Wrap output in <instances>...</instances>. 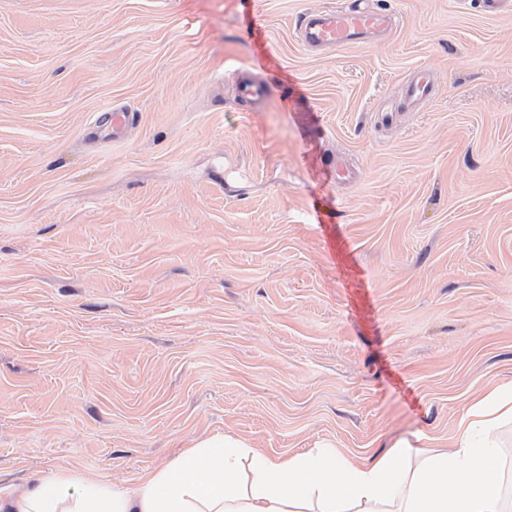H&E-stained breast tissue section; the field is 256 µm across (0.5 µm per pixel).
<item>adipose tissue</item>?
I'll list each match as a JSON object with an SVG mask.
<instances>
[{"instance_id":"obj_1","label":"adipose tissue","mask_w":512,"mask_h":512,"mask_svg":"<svg viewBox=\"0 0 512 512\" xmlns=\"http://www.w3.org/2000/svg\"><path fill=\"white\" fill-rule=\"evenodd\" d=\"M512 423V384L461 415L452 449L426 435L378 458L322 442L270 456L227 433L198 440L135 484L58 471L11 500L13 512H506L496 432Z\"/></svg>"}]
</instances>
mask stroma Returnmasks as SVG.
<instances>
[{
    "label": "stroma",
    "instance_id": "stroma-1",
    "mask_svg": "<svg viewBox=\"0 0 512 512\" xmlns=\"http://www.w3.org/2000/svg\"><path fill=\"white\" fill-rule=\"evenodd\" d=\"M343 2L0 0V487L224 432L375 457L512 383V12L372 0L384 36L309 52ZM234 82L237 87L238 95L243 100L254 106H260L265 100V86L252 79L245 70L239 69L234 72ZM433 84V77L429 70L419 69L407 82L405 99L407 103L425 100L429 97Z\"/></svg>",
    "mask_w": 512,
    "mask_h": 512
}]
</instances>
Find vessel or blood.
Here are the masks:
<instances>
[{"mask_svg":"<svg viewBox=\"0 0 512 512\" xmlns=\"http://www.w3.org/2000/svg\"><path fill=\"white\" fill-rule=\"evenodd\" d=\"M389 24V15L368 6L355 5L307 15L301 24L300 35L309 47L339 48L363 43L385 30ZM234 82L243 100L255 106L265 100V86L252 79L245 70L235 71ZM432 84L433 77L429 70H417L406 85V101L425 100L431 93Z\"/></svg>","mask_w":512,"mask_h":512,"instance_id":"obj_1","label":"vessel or blood"}]
</instances>
